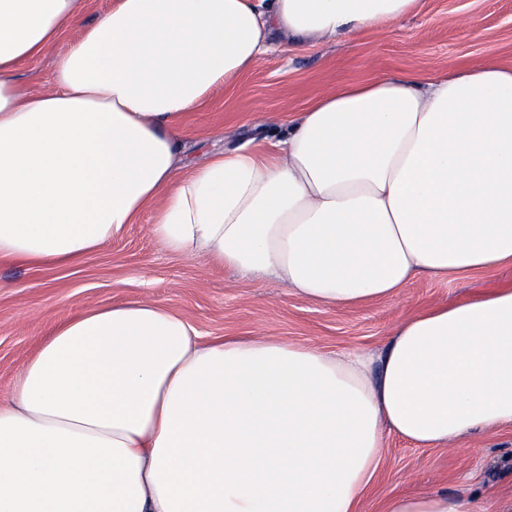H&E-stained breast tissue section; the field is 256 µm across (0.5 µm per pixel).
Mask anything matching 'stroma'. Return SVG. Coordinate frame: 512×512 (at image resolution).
I'll return each mask as SVG.
<instances>
[{
    "label": "stroma",
    "mask_w": 512,
    "mask_h": 512,
    "mask_svg": "<svg viewBox=\"0 0 512 512\" xmlns=\"http://www.w3.org/2000/svg\"><path fill=\"white\" fill-rule=\"evenodd\" d=\"M487 63L512 65V0H419L390 28H372L333 46L270 53L232 90L215 92L193 113L185 156L192 162L225 142L242 144L264 113L290 115L346 82ZM149 222L142 217L123 238L73 266L0 265L1 399L57 323L115 302L165 305L209 337L274 334L336 352L380 347L395 324L423 308L512 284V266H503L450 281L420 277L396 298L324 306L276 281L250 282L233 269L165 252L152 240ZM426 490L476 507L512 498V424L469 436L454 449L390 439L362 512H383L391 494Z\"/></svg>",
    "instance_id": "obj_1"
}]
</instances>
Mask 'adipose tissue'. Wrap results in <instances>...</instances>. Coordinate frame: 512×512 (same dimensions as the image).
<instances>
[{"instance_id": "1", "label": "adipose tissue", "mask_w": 512, "mask_h": 512, "mask_svg": "<svg viewBox=\"0 0 512 512\" xmlns=\"http://www.w3.org/2000/svg\"><path fill=\"white\" fill-rule=\"evenodd\" d=\"M419 0H0V263L68 266L150 214L168 253L330 305L512 265V65L346 83L188 162L186 119L282 45ZM50 86L20 65L58 40ZM512 424V286L377 351L217 336L128 301L58 323L0 399V512H361L388 436ZM384 512H475L439 492Z\"/></svg>"}]
</instances>
